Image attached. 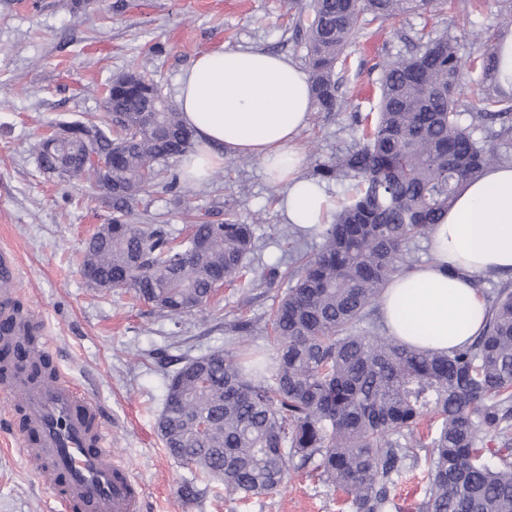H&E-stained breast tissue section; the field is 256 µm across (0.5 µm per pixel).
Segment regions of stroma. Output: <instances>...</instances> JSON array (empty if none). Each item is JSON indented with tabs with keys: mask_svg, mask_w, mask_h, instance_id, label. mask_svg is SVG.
Masks as SVG:
<instances>
[{
	"mask_svg": "<svg viewBox=\"0 0 512 512\" xmlns=\"http://www.w3.org/2000/svg\"><path fill=\"white\" fill-rule=\"evenodd\" d=\"M450 0L385 26L368 25L337 66L343 112H312L298 135L303 175L350 149L354 113L375 111L379 65L411 51L419 33L448 28ZM261 49L304 65V39L285 0H0V244L12 247L23 310L35 311L51 338L50 358L101 405L112 445L145 491V512H341V493L311 468L293 471L278 492L243 502L223 484L195 476L169 456L157 431L168 374L178 359L230 349L238 318L254 327V349L268 350L265 325L282 289L226 288L214 308L180 323L123 290L95 291L80 272L83 250L112 211L85 182L43 173L39 141L60 125L101 112L113 78L137 68L175 99L177 80L200 55ZM261 162L234 157L221 172L188 186L141 196L140 221L187 231L192 212L213 224L233 215L255 227V255L280 256L285 219ZM9 401L0 398V512H57L48 480L17 446Z\"/></svg>",
	"mask_w": 512,
	"mask_h": 512,
	"instance_id": "35a3bbf8",
	"label": "stroma"
}]
</instances>
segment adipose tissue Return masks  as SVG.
Wrapping results in <instances>:
<instances>
[{
  "instance_id": "obj_1",
  "label": "adipose tissue",
  "mask_w": 512,
  "mask_h": 512,
  "mask_svg": "<svg viewBox=\"0 0 512 512\" xmlns=\"http://www.w3.org/2000/svg\"><path fill=\"white\" fill-rule=\"evenodd\" d=\"M176 105L195 132L199 154L183 174L204 181L230 157L259 159L283 185L279 207L289 223H327L324 188L300 174L294 139L313 101L305 72L285 57L226 50L195 59L179 78ZM432 260L395 277L381 311L389 335L413 346L448 350L484 325L485 301L472 276L512 270V166L468 182L429 238Z\"/></svg>"
}]
</instances>
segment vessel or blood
Wrapping results in <instances>:
<instances>
[{"mask_svg": "<svg viewBox=\"0 0 512 512\" xmlns=\"http://www.w3.org/2000/svg\"><path fill=\"white\" fill-rule=\"evenodd\" d=\"M21 285L17 258L0 248V345L14 346L36 336L27 357L48 356L41 320L16 306ZM7 392L21 401L15 431L28 460L60 477L52 491L63 512H143L144 489L112 447L97 402L65 374L37 382L23 368L9 369Z\"/></svg>", "mask_w": 512, "mask_h": 512, "instance_id": "b4317fda", "label": "vessel or blood"}]
</instances>
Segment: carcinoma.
Instances as JSON below:
<instances>
[{
    "label": "carcinoma",
    "instance_id": "cac0c4a2",
    "mask_svg": "<svg viewBox=\"0 0 512 512\" xmlns=\"http://www.w3.org/2000/svg\"><path fill=\"white\" fill-rule=\"evenodd\" d=\"M286 3L311 13L296 29L317 110L340 112L335 68L353 37L433 0ZM459 3L456 25L480 54L464 60L458 36L443 32L384 62L377 111L354 117V146L311 173L317 183L352 184L331 222L317 225L318 250L290 248L284 271L255 263L253 225L230 215L183 238L135 221L139 195L155 181L176 192L185 184L160 164L195 151L177 106L137 69L112 79L100 115L39 145L44 172L84 181L111 203L112 218L84 250L90 287L128 288L176 322L206 306L220 281L285 286L270 357L245 349L251 321L239 320L236 350L189 358L167 378L157 421L166 450L228 495L277 492L290 471L312 463L346 495L348 512H396L398 485L423 458L418 512H512V283L483 292L482 333L448 351L414 348L369 323L464 184L512 158V0H501L488 26L471 19L473 0ZM468 64L482 76L473 96L459 82ZM198 416L209 419L202 431ZM488 438L498 443L489 453Z\"/></svg>",
    "mask_w": 512,
    "mask_h": 512
}]
</instances>
